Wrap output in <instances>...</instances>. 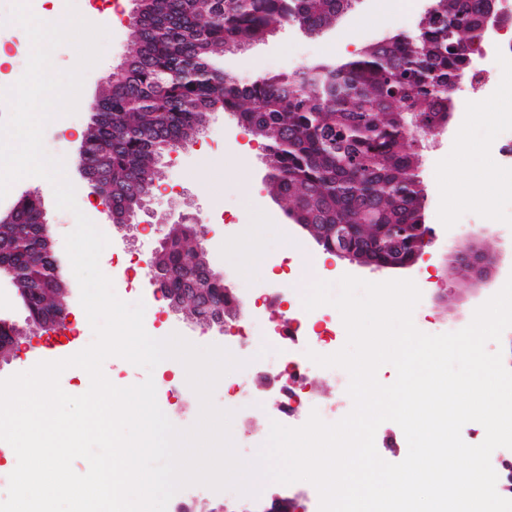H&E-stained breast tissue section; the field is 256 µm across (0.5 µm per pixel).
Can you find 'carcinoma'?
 <instances>
[{
	"label": "carcinoma",
	"instance_id": "cac0c4a2",
	"mask_svg": "<svg viewBox=\"0 0 512 512\" xmlns=\"http://www.w3.org/2000/svg\"><path fill=\"white\" fill-rule=\"evenodd\" d=\"M136 50L121 80L105 78L81 140L99 195L121 223L134 224L162 183V161L196 141L206 114L232 113L261 142L268 194L292 206L310 201L308 224H348L347 244L375 240L386 224H418V129L448 116V84L469 71L483 0H439V15L391 45L331 68L260 75L239 86L216 67L296 26L318 34L351 0H133ZM42 201L27 193L15 221L0 224V258L22 270L14 288H33L37 310L54 308L62 288L46 280L50 256L40 228ZM195 222L171 228L172 246L152 272L171 269L169 288L200 281Z\"/></svg>",
	"mask_w": 512,
	"mask_h": 512
}]
</instances>
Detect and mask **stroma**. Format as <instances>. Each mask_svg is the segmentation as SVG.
Returning <instances> with one entry per match:
<instances>
[{"instance_id": "1", "label": "stroma", "mask_w": 512, "mask_h": 512, "mask_svg": "<svg viewBox=\"0 0 512 512\" xmlns=\"http://www.w3.org/2000/svg\"><path fill=\"white\" fill-rule=\"evenodd\" d=\"M418 15L417 9L383 4L382 0H353L351 8L336 24L319 34H307L295 27L280 30L267 42L252 45L221 57L218 67L236 82L248 83L263 74L294 72L298 65L346 60L368 42L400 32L411 31ZM100 61L87 70L82 88V107L73 114H59L51 119L43 133L46 152L53 157L65 156V175L73 182L82 177L74 162L79 143L78 131L89 124L97 88L105 77L134 51L126 28L110 31L102 42ZM498 98L465 96L457 92L452 116L447 126L438 133L422 137L419 143V174L425 188L424 215L426 224L434 230L435 238L423 256L412 267L400 270H376L349 264L323 250L309 236L292 228L285 216L286 200L264 196L263 211H256L240 189L236 175L225 172L222 180L212 186L188 181L190 172L202 163L203 147L218 148L227 137L237 131L238 124L226 112L210 113L201 137L193 143L169 153L164 160V180L170 185L168 193L156 196L142 214V224L137 228L101 224V231L109 238L111 246L119 253V262L125 268L122 276H112L117 296L129 303L144 301L149 280L139 273L134 264L137 258H151L160 245L161 235L156 225L182 222L203 224L207 234L202 241L213 268L222 273L226 285L244 298L243 315L231 328L213 327L201 330L183 313L171 310L162 300L146 303L144 328L155 338L179 334L199 347L216 345L232 356H239L237 336L243 330L270 339L268 348L254 351L250 361L261 367L263 376L252 385L251 403L237 404L226 398L224 382H217L213 392L214 404L233 411L231 435L238 456L252 460L265 443L271 422L288 427H299L309 419L314 405L313 396H328L335 392L336 383L329 379L321 366H312L306 381L294 392L298 404L295 411L286 414L281 410L274 389L270 384L284 372L281 364L272 362L274 352L282 350L284 340L275 335L283 318L288 315L289 303H302L310 279L293 267L284 246L286 239L296 240L311 257H323L321 278L337 282L351 275L370 282L396 279L413 281L421 292V299L413 311V322L422 332L437 335L451 329L458 331L472 320L475 310L501 290L512 277V188L506 178H498L488 187H475L470 173L473 167L496 168V148L503 130L498 125H488L485 110H501ZM467 119L469 137L474 148L472 159L457 157L454 143L460 119ZM456 164L460 184L467 192L475 194L473 204L447 207L448 188L440 174L448 164ZM38 192L51 224L57 251H64L65 237L75 225L74 215L58 209L50 182L15 183L7 196L0 200V209L15 205L25 192ZM483 236L503 259L491 280L478 284L470 277L453 270L447 260L456 245L474 236ZM260 253L269 269L268 274L254 275L246 267L251 253ZM63 276L68 285L69 310L73 320L65 326L42 333L37 348L20 344L15 353L0 359V379L31 369L41 361H55L59 356H71L86 348L93 340L90 324L83 322L84 310L80 304V287L71 265H64ZM280 289L277 303L254 304L250 294L262 287ZM71 337L72 343L57 349L60 338ZM103 371L116 386L127 387L152 377L157 390V402L168 419L180 429L192 427L200 414L201 403L193 389L181 376L157 365L153 372H145L130 362L112 356L103 363ZM243 495L227 489L213 490L204 485H190L178 491L170 500L167 512H236L243 502Z\"/></svg>"}]
</instances>
